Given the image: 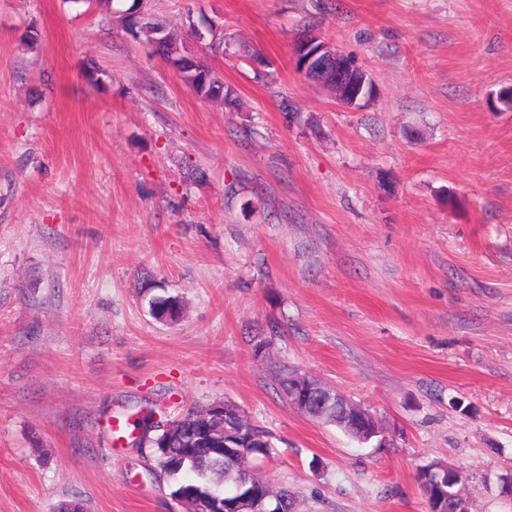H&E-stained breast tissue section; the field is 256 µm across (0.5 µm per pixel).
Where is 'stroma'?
Returning <instances> with one entry per match:
<instances>
[{
    "instance_id": "obj_1",
    "label": "stroma",
    "mask_w": 512,
    "mask_h": 512,
    "mask_svg": "<svg viewBox=\"0 0 512 512\" xmlns=\"http://www.w3.org/2000/svg\"><path fill=\"white\" fill-rule=\"evenodd\" d=\"M131 2L0 0V512H182L152 415L219 400L299 512H429L434 461L512 512V0H147L233 109L123 30ZM309 29L369 72L364 106L298 71ZM278 364L384 442L301 415ZM435 465H438V463H429L423 466L418 472V482L423 494L427 498L430 508L438 507V505L434 507L435 480H440L445 474L447 475V469H434Z\"/></svg>"
}]
</instances>
